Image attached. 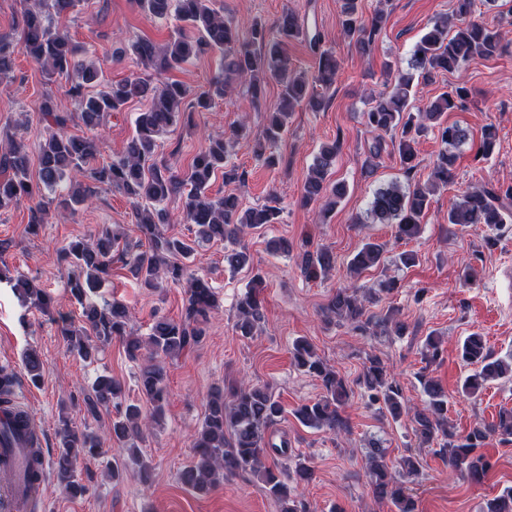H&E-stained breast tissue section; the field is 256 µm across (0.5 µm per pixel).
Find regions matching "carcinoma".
Here are the masks:
<instances>
[{"instance_id": "carcinoma-1", "label": "carcinoma", "mask_w": 512, "mask_h": 512, "mask_svg": "<svg viewBox=\"0 0 512 512\" xmlns=\"http://www.w3.org/2000/svg\"><path fill=\"white\" fill-rule=\"evenodd\" d=\"M14 33L0 35V81L13 78L15 56L25 54L37 63L47 79L64 76L68 93L77 101L78 111L59 112L51 96L40 103L39 112L48 134L37 145L38 179L29 173L30 151L26 143L11 140L8 152L0 155V211L28 203L27 232L35 234L52 215L63 216L83 204L93 189L105 185L124 195L132 203V217L141 238L135 242L123 240L124 234L105 228L92 239H77L64 248L70 266L68 286L82 307L84 326L73 323L62 326L70 349L88 359L114 339L120 340L129 360L140 363V390L152 411L145 413L136 404H123L124 392L119 381L100 376L83 399L85 412L99 416L101 409L118 407L105 435L89 429L79 431L66 417L57 429L58 452L52 461L53 478L57 486L71 497L83 496L88 488L79 482L76 468L79 459L100 453L103 438L126 448L131 463L138 466L139 478L147 483L150 475L139 454L141 443L158 423L167 402L164 367L159 358H172L199 344L206 335L211 312L217 307L216 296L208 279L188 273L187 261L197 246L205 242H224V262L233 272L253 269L250 254L240 246L249 231L277 223L280 211L276 207H242L235 194L212 197L209 188L212 177L224 171V180L241 182L245 172L229 164L227 141L222 136L211 137L194 157L190 172L183 178L173 175L158 163V139L168 128L181 120L191 121L183 105L188 97L194 104L207 109L216 98L228 92V77L243 82L255 99L263 93L267 79L274 78L281 86L280 106L269 113L260 134L255 138L257 156L269 166L278 162L275 154L288 118L298 106L320 112L327 99L318 88L328 89L336 80L339 63L335 52L322 47L318 31L292 12H284L274 27L254 20L243 31L239 25L216 12L211 0H138L141 9L154 17L174 14L183 22L166 45L140 38L131 44L137 63L145 68L167 72L181 68L193 58L219 52L224 57L225 74L215 77L205 88L193 90L180 82H166L155 89L140 77L99 85L100 70L93 60L79 58L81 48L68 31L56 27L51 16H64L77 0H23ZM361 0H339L341 27L345 37L355 41L364 52L370 50L376 36L384 29L387 15L378 10L369 19L360 11ZM475 0H455L454 13L461 20L450 28L442 17L415 44L407 69L393 71L386 62L383 73L391 77V90L372 102L363 112L365 124L375 138L369 146L368 163L381 157L386 143L381 134L402 127V137L392 144L407 170L414 169L418 138L429 130L437 133L444 149L433 162L428 178L403 187L396 182L375 192L370 204L374 222L395 225V238L409 242L422 230L421 219L439 186H448L457 156L453 149L468 140V131L455 124L448 125L444 114L464 106L469 97L465 85L459 84L437 96L426 108L413 109L415 87L433 82L438 72H453L475 57L489 58L505 47L506 32L484 22L469 19ZM305 38L318 50L317 71L307 76L294 72L288 56V42ZM135 99L149 100L146 111L138 113L135 132L118 159L95 166L99 152L96 132L104 119ZM80 124L85 132L71 135L67 127ZM496 146L493 125L485 127L479 155L489 159ZM336 158V144L322 146L310 167L303 185V201L320 204L319 214L326 215L347 193L343 182L327 181ZM74 183L66 193L53 198L44 191H53L65 181ZM184 197L187 223L194 228V238L187 240L167 233L170 222L161 203L170 196ZM450 224L482 225L490 230L512 222V185L506 187L474 185L457 194L447 215ZM388 243L368 241L350 262V276L377 267L386 261ZM301 272L308 278L327 276L336 268V257L327 247L314 251L299 249L296 254ZM120 263L137 284L157 292L169 284H186V305L181 319L154 316L147 338L127 332L132 321L131 309L119 300L103 305L90 301V295L100 288ZM7 282L23 300L43 313L50 312V294L36 287L32 280L10 276L0 261V283ZM261 272L252 275L249 291L236 304L235 334L243 339L257 335L263 320L260 291ZM398 288L397 280L386 278L364 292L354 285L336 291L325 309L328 321L346 323L371 336L405 332L404 323L391 316L378 318L368 313V306L378 302L380 295L391 294ZM463 362L475 366L461 387L466 396H475L489 381L512 377V357H493L478 333L467 336L460 346ZM295 365L321 382L323 395L314 402L301 405L295 411L300 422L310 428L336 431L346 428L341 409L349 392L343 378L316 355L312 345L298 339L291 351ZM24 369L30 380L39 381L44 363L36 350L26 352ZM427 397L421 409H411L402 389L391 377L386 364L376 355L367 358L359 384L363 386L368 404L397 421L411 417L420 444L438 446L437 453L447 457L450 467L461 479L480 482L489 464L481 448L496 435L503 442H512V410H501L496 422L476 426L464 436H455L448 429V397L428 374L418 375ZM284 413L280 401L266 386L244 382L229 396L220 390L209 398L201 429L194 439V461L179 474L180 482L199 495H206L224 481L227 475L246 473L260 482L267 493L280 505V512H307L294 496L292 483L309 482L313 469L306 461H298L295 469L282 463L273 468L268 458L288 456L287 442H272L270 430ZM401 472L393 474L386 462V450L370 443L366 468L375 498L391 503L396 512H416L415 500L408 492L405 480L418 475V461L405 456L399 462ZM484 512H512V488L488 501Z\"/></svg>"}]
</instances>
